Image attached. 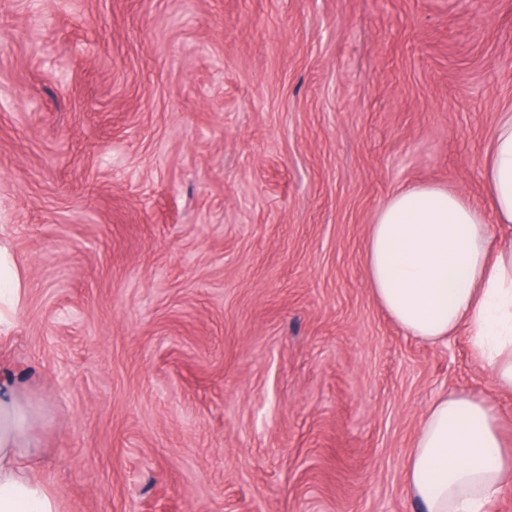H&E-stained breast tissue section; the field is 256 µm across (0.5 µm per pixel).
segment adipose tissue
<instances>
[{
    "mask_svg": "<svg viewBox=\"0 0 512 512\" xmlns=\"http://www.w3.org/2000/svg\"><path fill=\"white\" fill-rule=\"evenodd\" d=\"M484 178L489 209L433 185L401 189L376 212L366 272L377 302L409 336L442 344L460 331L500 391L512 392V113H503ZM34 408L0 401V512H59L56 493L28 471ZM422 512H485L512 485V447L485 400L451 390L433 401L403 468Z\"/></svg>",
    "mask_w": 512,
    "mask_h": 512,
    "instance_id": "1",
    "label": "adipose tissue"
}]
</instances>
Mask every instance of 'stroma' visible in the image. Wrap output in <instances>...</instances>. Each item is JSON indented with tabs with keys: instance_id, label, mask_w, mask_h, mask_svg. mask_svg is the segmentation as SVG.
<instances>
[{
	"instance_id": "35a3bbf8",
	"label": "stroma",
	"mask_w": 512,
	"mask_h": 512,
	"mask_svg": "<svg viewBox=\"0 0 512 512\" xmlns=\"http://www.w3.org/2000/svg\"><path fill=\"white\" fill-rule=\"evenodd\" d=\"M512 0H0V368L61 512H419L439 395L500 392L467 333L375 300L400 189L487 207ZM0 326L8 324L5 311H14L22 301L23 284L6 249L0 247Z\"/></svg>"
}]
</instances>
